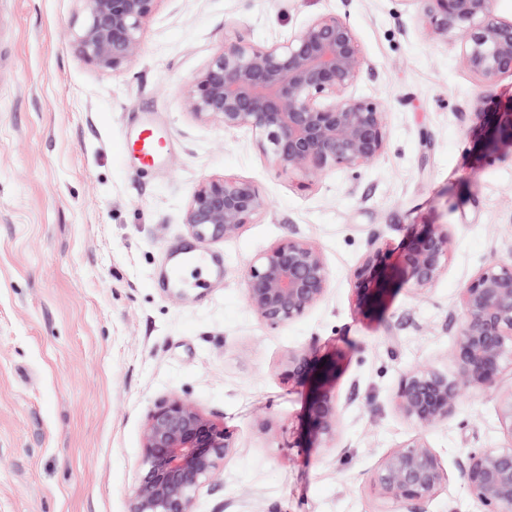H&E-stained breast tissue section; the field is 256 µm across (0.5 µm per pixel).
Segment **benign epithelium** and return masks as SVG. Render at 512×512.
<instances>
[{
	"instance_id": "1",
	"label": "benign epithelium",
	"mask_w": 512,
	"mask_h": 512,
	"mask_svg": "<svg viewBox=\"0 0 512 512\" xmlns=\"http://www.w3.org/2000/svg\"><path fill=\"white\" fill-rule=\"evenodd\" d=\"M86 15L76 37L78 54L114 72L128 68L142 50V31L159 0H80ZM416 23L426 34H462L459 63L482 85L512 75V21L497 16L494 0H417ZM353 27L335 14L312 18L285 42L259 45L244 35L224 40L207 67L189 82L184 107L226 131L246 129L266 161L282 172L308 177L351 171L384 153L385 105L354 88L365 67ZM512 149V106L487 129L486 148ZM268 208L248 180L202 181L185 224L199 240H226L253 224ZM453 229L433 224L404 249L396 266H384L375 241L352 273V301L363 314L380 307L395 274L418 291L448 268ZM246 301L267 326L296 321L325 297L331 273L314 244L289 238L263 252L243 273ZM461 322L448 352L450 366L405 370L393 410L419 434L391 449L371 476L372 488L398 502L402 512L420 505L448 483V470L423 432L451 416L467 392L499 394V422L508 437L500 448H472L457 461L465 484L486 512H512V388L499 376L512 370V253L479 271L459 295ZM313 349L288 353L282 376L310 382L309 436L321 448L339 438L341 408L334 385L339 358L310 370ZM321 376H316V373ZM235 442L195 403L179 395L164 399L149 415L143 457L131 488V512H195L196 498L233 454Z\"/></svg>"
}]
</instances>
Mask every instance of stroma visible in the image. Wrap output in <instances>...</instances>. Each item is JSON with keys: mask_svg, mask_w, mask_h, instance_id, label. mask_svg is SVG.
Here are the masks:
<instances>
[{"mask_svg": "<svg viewBox=\"0 0 512 512\" xmlns=\"http://www.w3.org/2000/svg\"><path fill=\"white\" fill-rule=\"evenodd\" d=\"M415 0H160L143 51L120 72L77 53L80 0H0V512H130L149 414L171 394L230 430L237 450L197 512H397L370 477L413 436L391 400L412 366L444 368L458 294L512 251V152L481 150L472 104L512 105L458 63L459 33L425 35ZM336 14L367 60L357 94L387 106L372 166L288 175L249 131H224L183 105L185 86L225 39L282 42ZM158 126L166 152L139 170L127 142ZM250 180L269 204L239 235L192 238L185 209L210 177ZM425 224L454 230L448 268L417 293L401 281L372 315L351 277L371 237L398 255ZM315 244L332 274L324 300L271 328L249 308L246 264L282 240ZM221 259L207 288L163 281L178 254ZM341 352L337 447L306 448L308 386L280 377L289 351ZM495 393L466 394L426 431L448 483L424 512H484L456 461L506 445Z\"/></svg>", "mask_w": 512, "mask_h": 512, "instance_id": "stroma-1", "label": "stroma"}]
</instances>
